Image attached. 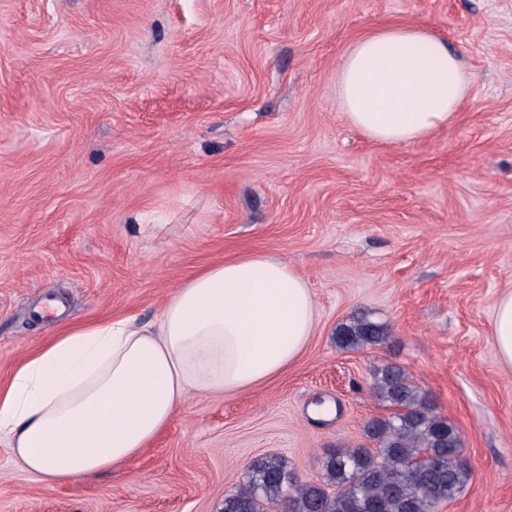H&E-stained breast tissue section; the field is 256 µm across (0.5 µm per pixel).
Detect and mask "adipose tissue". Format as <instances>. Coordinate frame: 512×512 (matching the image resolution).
Masks as SVG:
<instances>
[{
	"mask_svg": "<svg viewBox=\"0 0 512 512\" xmlns=\"http://www.w3.org/2000/svg\"><path fill=\"white\" fill-rule=\"evenodd\" d=\"M467 80L447 42L419 26H385L353 43L338 72L348 122L372 140L410 144L447 129ZM318 324L307 282L253 252L184 280L159 316L63 331L0 391V436L17 463L54 484L138 455L192 391L234 394L293 365ZM491 336L512 373V287Z\"/></svg>",
	"mask_w": 512,
	"mask_h": 512,
	"instance_id": "ef3b65f1",
	"label": "adipose tissue"
}]
</instances>
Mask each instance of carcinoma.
I'll return each mask as SVG.
<instances>
[{"instance_id":"obj_1","label":"carcinoma","mask_w":512,"mask_h":512,"mask_svg":"<svg viewBox=\"0 0 512 512\" xmlns=\"http://www.w3.org/2000/svg\"><path fill=\"white\" fill-rule=\"evenodd\" d=\"M387 339V328L366 316L336 329V345L345 350ZM373 389L391 409L364 426L377 448L327 454L318 483L301 481L280 456L257 458L224 497L222 512H438L454 499L470 476L455 426L399 366L375 369Z\"/></svg>"}]
</instances>
